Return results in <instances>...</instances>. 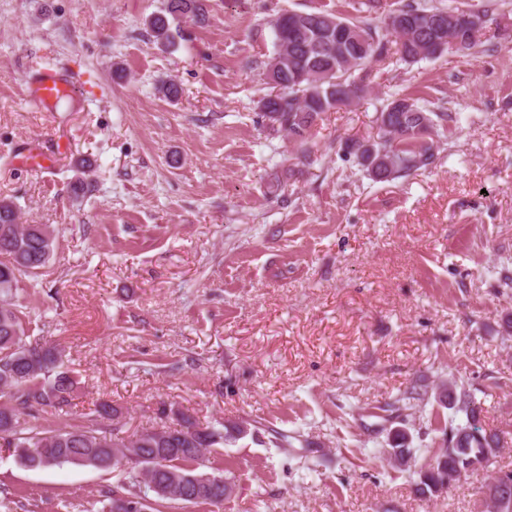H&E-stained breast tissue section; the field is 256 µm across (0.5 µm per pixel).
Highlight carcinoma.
Wrapping results in <instances>:
<instances>
[{"label": "carcinoma", "mask_w": 512, "mask_h": 512, "mask_svg": "<svg viewBox=\"0 0 512 512\" xmlns=\"http://www.w3.org/2000/svg\"><path fill=\"white\" fill-rule=\"evenodd\" d=\"M472 4L458 0L448 6H426L408 0L390 10L381 23L395 15L405 16L403 37L394 41L398 61L414 64L428 58L425 46L434 36L426 18L448 19L444 37L457 51L470 52L478 46L479 35L453 22ZM204 0H168L166 14L154 15L148 26L162 46L175 43L169 20L206 18ZM303 24L292 30L284 24L273 28L276 50L266 64L268 79L279 93L260 99L265 108L278 115L271 129L284 131L302 147L298 163L315 162L307 147L311 127L322 114L350 103L365 86L351 79L352 70L384 61L388 42L378 27L364 20H342L325 11L303 13ZM346 29L351 42L346 52L336 54L330 45V30ZM446 112H434L406 95L389 100L376 118L378 140L368 145L359 163L377 182H391L413 171L431 166L436 159L434 138L443 134ZM8 229L10 239L0 236V442L8 448H25L19 462L28 468L74 464L103 472L113 471L114 454L119 452L106 423L118 417L108 401L95 405L90 423L51 428L32 423L39 407L61 409L70 405L79 381L64 368L63 350L56 345L26 343L25 330L16 303L21 278L37 276L49 264L53 254V230L46 224H21L15 205L0 200V230ZM442 397L465 415V422L452 424L444 433L446 447L439 449L419 473V491L430 498L439 496V486L461 478L457 465L488 448L503 447L500 435L481 423V409L469 392L450 379L443 385ZM252 434L245 419L223 424L219 421L201 426L180 417L179 427L160 434L146 430L132 435L127 451L141 456L140 471L129 473L122 484L101 494L102 507L96 512H113L116 494L149 500L148 512H167L177 505L209 504L222 509L224 501L207 493H194L192 466L218 449ZM399 467H409L413 449L397 443L388 451ZM499 494L490 512H512V473L493 479Z\"/></svg>", "instance_id": "1"}]
</instances>
